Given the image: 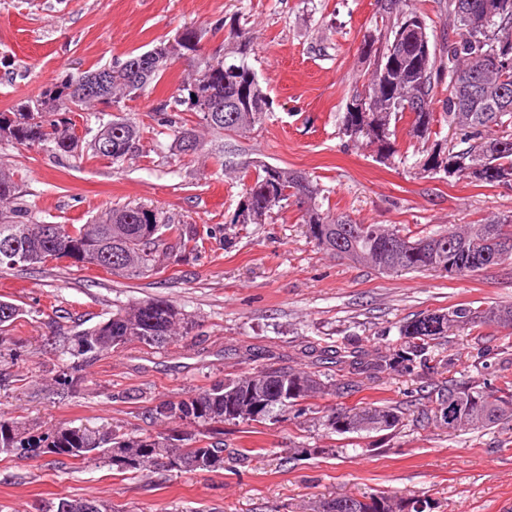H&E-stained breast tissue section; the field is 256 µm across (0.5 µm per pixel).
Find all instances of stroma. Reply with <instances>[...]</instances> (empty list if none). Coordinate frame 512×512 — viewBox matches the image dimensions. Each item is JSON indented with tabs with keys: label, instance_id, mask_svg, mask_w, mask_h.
Here are the masks:
<instances>
[{
	"label": "stroma",
	"instance_id": "obj_1",
	"mask_svg": "<svg viewBox=\"0 0 512 512\" xmlns=\"http://www.w3.org/2000/svg\"><path fill=\"white\" fill-rule=\"evenodd\" d=\"M381 23L376 0H0V57L9 61L0 66V111L191 27L204 31L208 58L223 57L245 33L270 102L266 120L244 134L212 131L183 113L200 146L174 156L173 132L155 114L191 70L180 59L140 97L71 115L82 138L116 114L140 125L131 160L78 161L50 144L0 141V166L13 171L32 221L84 224L109 208L144 205L208 232L200 251L163 260L139 279L66 259L0 270V298L22 309L0 335V416L36 436L64 423L156 433L166 424L152 418L155 405L256 369L354 382L348 393L301 401V415L225 425V447L243 459L219 472L160 466L130 475L101 461L61 465L46 455L0 454V512L92 496L117 512H313L323 500L376 492L427 501L430 512H512V421L454 434L434 421L359 436L325 425L333 410L362 402L432 409L434 384L450 378L512 381V328L493 324L450 333L426 363L399 372L353 377L326 354L340 344L367 360L388 354L401 342L400 324L459 303L512 307V260L464 277L386 275L322 249L297 204L263 224L231 223L245 193L241 174L260 164L305 173L323 212L359 224L437 234L512 215V187L423 172L418 161L430 145L411 138L407 123L398 126L399 156L391 161L344 135L346 100L367 78L363 37ZM149 298L191 315L193 332L160 349L132 342L85 367L63 353L67 337L113 307ZM75 374L82 380L74 387ZM299 448L311 456L295 458Z\"/></svg>",
	"mask_w": 512,
	"mask_h": 512
}]
</instances>
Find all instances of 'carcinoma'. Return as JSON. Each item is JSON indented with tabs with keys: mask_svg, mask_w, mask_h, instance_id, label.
Here are the masks:
<instances>
[{
	"mask_svg": "<svg viewBox=\"0 0 512 512\" xmlns=\"http://www.w3.org/2000/svg\"><path fill=\"white\" fill-rule=\"evenodd\" d=\"M481 0H446L444 13L452 22L453 36L437 56L427 33L426 14L405 0H377L386 24L364 36L361 54L368 63V82L353 90L346 103L343 131L355 142L376 146L391 157L394 137L405 118L407 104L418 98L426 110L409 119V135L427 141L439 122L435 104L442 103L443 118L459 135L464 148L456 150L435 141L421 167L452 174L491 186L512 187V67H493L490 57L501 49V37H512V0H497V13L482 21ZM202 32L186 28L171 45L161 41L152 49L130 53L123 59L42 90L35 98L0 111V139L25 147L52 144L71 157L87 151L93 158L112 163L132 158L141 139V128L125 117H116L97 129L85 143L76 136L65 114L96 105L112 106L133 98L160 80L171 63L192 55L197 58L174 106L200 114L215 131L247 132L261 124L269 110L248 57L250 41L238 43L211 60L199 55ZM448 76V95L437 91ZM83 81L99 84L92 99L75 100L72 86ZM169 104L158 111L162 126L178 127L174 149L181 155L195 153L199 143L192 128L177 126L168 114ZM490 164L494 172L477 177L468 172L473 164ZM14 173L0 167V270L44 265L69 259L125 278H139L158 267L165 255L198 251L204 236L195 224H170L158 210L143 206L112 208L87 224H39L17 206ZM319 189L301 173L279 168L278 178H268L267 166L255 170L246 185L247 205L240 206L231 223L246 226L266 222L272 211L295 200L305 205L302 215L307 232L323 249L343 258L366 263L382 273L440 271L450 277L466 276L512 258V215L495 216L471 230L450 228L442 234L412 237L383 224H357L346 215L321 211ZM21 316L18 304L0 299V334ZM477 323L512 326V307H474L457 304L446 312L423 314L400 325L404 345L370 362L346 345L329 350L339 365L356 373L373 374L406 368L426 356L430 342ZM195 327L190 315L162 299H147L119 307L96 325L68 338L65 353L89 364L137 341L164 348ZM351 382L329 385L319 376L288 369H259L228 378L178 402L155 407L156 419L179 420L203 429L196 438L171 434H131L62 424L44 435H30L22 423L0 416V448L32 456L56 448L59 462L84 464L104 459L120 472L144 473L157 465L178 471L214 472L224 469V423L262 422L276 411L285 412L319 393H344ZM234 396L233 407L226 397ZM435 409L448 431L478 430L512 420V385L491 382L478 387L451 380L436 391ZM399 405L355 406L327 416V427L337 434L393 431L405 419ZM42 512H116L112 503L95 497L53 498ZM320 512H425L420 500H394L383 494L362 498L339 496L320 505Z\"/></svg>",
	"mask_w": 512,
	"mask_h": 512,
	"instance_id": "carcinoma-1",
	"label": "carcinoma"
}]
</instances>
